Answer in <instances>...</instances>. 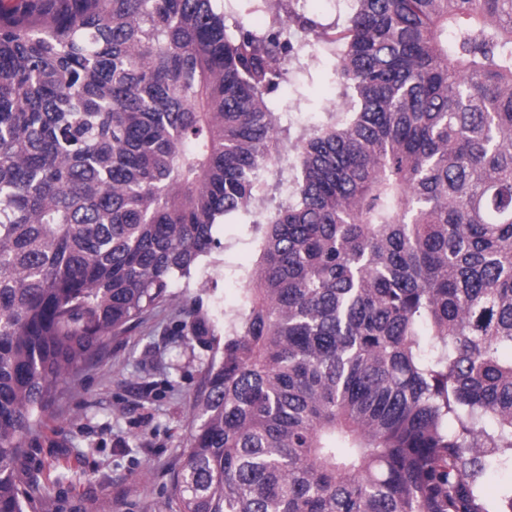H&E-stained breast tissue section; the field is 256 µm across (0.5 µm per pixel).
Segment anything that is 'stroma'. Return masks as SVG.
<instances>
[{"label":"stroma","mask_w":512,"mask_h":512,"mask_svg":"<svg viewBox=\"0 0 512 512\" xmlns=\"http://www.w3.org/2000/svg\"><path fill=\"white\" fill-rule=\"evenodd\" d=\"M319 28L345 25L351 0H295ZM338 50L301 52L288 80L268 95L289 146L303 133L345 111L350 89L335 80ZM256 212L225 216L216 228L221 247L204 261L191 287L175 286L176 302L154 310L111 340L106 350L60 383L17 462L23 492L48 486L36 512H168L173 477L184 464L190 409L216 345L192 335L183 308L199 317L237 308L242 271L257 259Z\"/></svg>","instance_id":"obj_1"}]
</instances>
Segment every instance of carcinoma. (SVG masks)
<instances>
[{
  "label": "carcinoma",
  "mask_w": 512,
  "mask_h": 512,
  "mask_svg": "<svg viewBox=\"0 0 512 512\" xmlns=\"http://www.w3.org/2000/svg\"><path fill=\"white\" fill-rule=\"evenodd\" d=\"M0 0V512L56 387L174 299L281 162L276 5ZM348 112L293 146L292 200L191 406L172 512H512V0H354ZM192 335L212 326L183 309ZM215 7L218 11H223L226 14L229 24L234 19H238L251 27L262 28L268 24L271 16L262 0H239L231 4H227V2L225 4V0H218L215 2Z\"/></svg>",
  "instance_id": "cac0c4a2"
}]
</instances>
